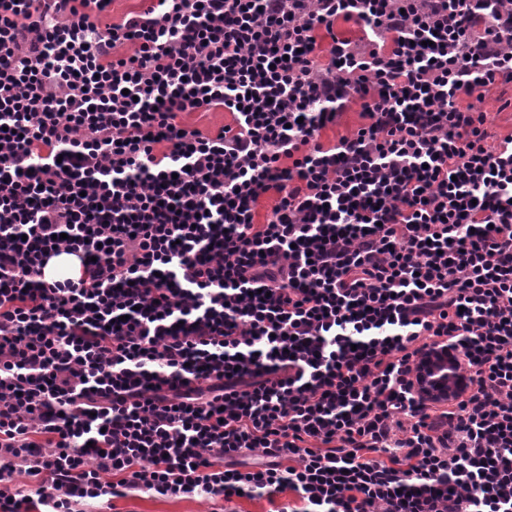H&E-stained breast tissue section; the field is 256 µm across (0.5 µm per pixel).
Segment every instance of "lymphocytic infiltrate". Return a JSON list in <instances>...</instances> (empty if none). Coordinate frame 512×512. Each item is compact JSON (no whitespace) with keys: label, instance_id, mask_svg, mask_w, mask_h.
<instances>
[{"label":"lymphocytic infiltrate","instance_id":"lymphocytic-infiltrate-1","mask_svg":"<svg viewBox=\"0 0 512 512\" xmlns=\"http://www.w3.org/2000/svg\"><path fill=\"white\" fill-rule=\"evenodd\" d=\"M111 5L0 0V512H512V135L458 105L512 83V0ZM151 5L149 0H112L110 12L102 20L103 24L118 22L130 11H141ZM362 101L353 97L346 105L342 114L336 119L335 125H329L321 131L320 141L326 146H332L340 136L359 127L364 119L361 117ZM179 119L182 123L203 131H216L224 124L231 122V116L229 112H224V108L183 112ZM80 274L81 266L78 258L74 255L61 253L50 258L44 269L43 279L48 283L67 278L76 280L80 277ZM429 356H426L421 362L415 388L418 395L428 401L437 402L449 399L452 392L448 391V376L438 377L433 376V369L429 363ZM275 506L264 497L233 496L231 501L222 498L208 499L195 497L191 499H166L154 497L142 491H131L125 497L115 498L109 511H98L96 506L80 505L78 512H268L276 506L290 503L298 504L295 493L285 491L275 497Z\"/></svg>","mask_w":512,"mask_h":512}]
</instances>
